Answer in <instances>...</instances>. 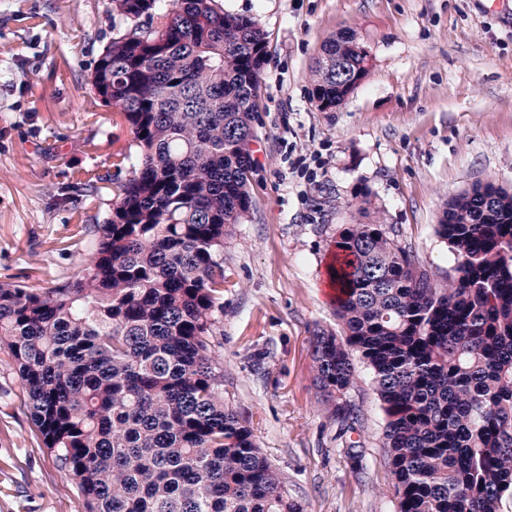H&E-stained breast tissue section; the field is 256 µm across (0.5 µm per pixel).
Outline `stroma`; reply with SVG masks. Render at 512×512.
Segmentation results:
<instances>
[{"label":"stroma","mask_w":512,"mask_h":512,"mask_svg":"<svg viewBox=\"0 0 512 512\" xmlns=\"http://www.w3.org/2000/svg\"><path fill=\"white\" fill-rule=\"evenodd\" d=\"M267 37L251 146L253 210L224 242L215 344L224 403L246 420L303 512H395L385 417L356 361L353 427L313 385L310 338L338 329L326 270L340 230L381 222L436 283L448 199L487 180L512 192V21L489 0H216ZM354 33L368 75L332 112L312 70ZM112 0H0V282L73 278L95 249L83 223L112 212V153L129 146L90 74L112 39ZM101 177L81 195L86 172ZM360 462L344 453L349 444ZM0 512H85L36 437L0 348Z\"/></svg>","instance_id":"stroma-1"}]
</instances>
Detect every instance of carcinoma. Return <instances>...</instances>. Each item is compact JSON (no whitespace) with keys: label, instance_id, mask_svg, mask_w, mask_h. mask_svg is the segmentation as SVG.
<instances>
[{"label":"carcinoma","instance_id":"obj_1","mask_svg":"<svg viewBox=\"0 0 512 512\" xmlns=\"http://www.w3.org/2000/svg\"><path fill=\"white\" fill-rule=\"evenodd\" d=\"M91 85L133 147L112 154V216L94 256L49 288L0 283L7 346L42 445L86 512H299L252 430L224 406L214 329L224 238L253 208L254 122L266 36L214 0H112ZM348 33L317 62L322 111L367 76ZM437 236L446 284L380 223L348 224L327 269L344 335L312 340L330 416H350L353 354L385 414L397 512H500L512 495V193H458Z\"/></svg>","mask_w":512,"mask_h":512}]
</instances>
